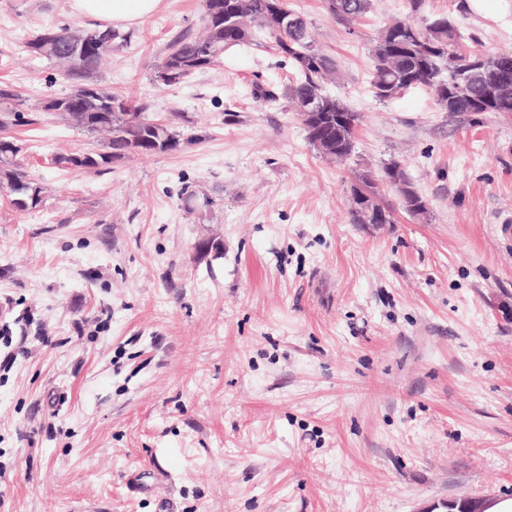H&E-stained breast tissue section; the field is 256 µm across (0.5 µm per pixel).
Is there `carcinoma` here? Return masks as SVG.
I'll return each mask as SVG.
<instances>
[{
  "mask_svg": "<svg viewBox=\"0 0 512 512\" xmlns=\"http://www.w3.org/2000/svg\"><path fill=\"white\" fill-rule=\"evenodd\" d=\"M283 0H206V35L176 38L169 45L162 65L180 77L211 65L224 48L247 45L260 33L272 41L275 49L293 66L295 85L291 102L303 118L307 140L321 143V157L344 164L355 153V130L361 115L350 111L340 98L324 93L322 82L336 68L335 61L315 43L306 21L292 14L296 23L276 27L274 9ZM326 10L344 21H354L371 8V0H324ZM110 41L94 52L72 51L57 55L58 49L73 35L96 33L94 29L72 28L67 24L43 28L27 42V50L46 57L65 68L73 89L55 97L56 116L93 134L106 133L102 152H81L55 159V163L77 169H96L134 154H159L177 149L182 138L167 126L144 115L145 107L132 106L122 95L90 81L91 75L105 67L114 42L121 35L107 29ZM464 36L455 20L445 15L431 21L397 20L386 26L370 50L373 63L371 85L380 101L397 97L415 87L431 89L438 104L450 114L475 112L512 113V84L497 85L500 74L512 75V52L483 54L463 47ZM316 100L319 116L309 114L307 99ZM351 112V123L343 128V141L336 140V111ZM28 123L23 112L11 103V95L0 91V128ZM23 147L0 137V186L12 196L11 205L19 211L36 208L43 188L28 178L19 156ZM395 185L401 208L415 214L426 200L414 188L401 163L392 160L375 175L370 170L355 174L350 191L370 190L376 199L375 213L369 223L392 224L393 209L383 201L380 186Z\"/></svg>",
  "mask_w": 512,
  "mask_h": 512,
  "instance_id": "obj_1",
  "label": "carcinoma"
}]
</instances>
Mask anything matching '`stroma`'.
<instances>
[{
    "label": "stroma",
    "instance_id": "stroma-1",
    "mask_svg": "<svg viewBox=\"0 0 512 512\" xmlns=\"http://www.w3.org/2000/svg\"><path fill=\"white\" fill-rule=\"evenodd\" d=\"M362 116L320 157L263 39L155 83L205 0H162L93 77L184 137L67 169L105 138L41 112L68 91L24 44L88 27L69 0H0L8 136L45 193L0 187V512H433L512 498V114L449 115L425 87L377 101L369 49L409 0L353 23L287 0ZM483 53L512 51V0H424ZM397 160L428 210L354 224L355 172ZM208 195V209L190 195ZM214 237L224 253L201 256ZM10 100L11 95L8 92L0 91V128L28 124L30 121Z\"/></svg>",
    "mask_w": 512,
    "mask_h": 512
}]
</instances>
